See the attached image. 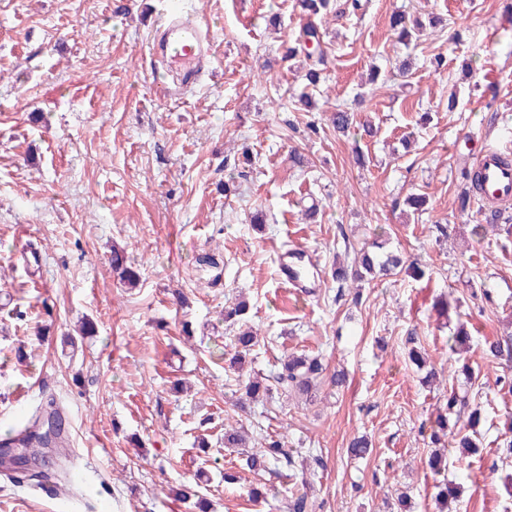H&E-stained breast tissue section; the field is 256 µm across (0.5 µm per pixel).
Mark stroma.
<instances>
[{
	"label": "stroma",
	"instance_id": "35a3bbf8",
	"mask_svg": "<svg viewBox=\"0 0 512 512\" xmlns=\"http://www.w3.org/2000/svg\"><path fill=\"white\" fill-rule=\"evenodd\" d=\"M184 2L211 20L216 77L170 98L148 58L162 0H0V433L57 410L68 466L38 489L0 470V512H192L183 487L211 512H288L298 479L312 512H398L403 492L410 512H437L421 428L445 407L461 325L486 418L478 454L448 450L455 512H512L499 447L512 388L488 354L512 337V238L473 234L490 206L457 210L465 160L512 144V0L331 10L328 78L309 112L293 110L302 71L282 58L297 0ZM412 11L422 31L395 44L391 16ZM338 108L357 122L341 138ZM412 192L426 196L421 214ZM381 236L424 277L363 283L358 304L338 296L331 265ZM115 248L136 286L113 273ZM292 248L315 262L314 293L279 283ZM241 300L258 344L234 365L224 310ZM84 317L96 335L62 344ZM414 346L437 386L409 360ZM291 353L322 356L345 385H322L312 404L276 390L246 400L248 377L271 378ZM228 424L244 427L245 451L225 447ZM278 433L323 467L248 470L245 452ZM361 435L371 450L351 458Z\"/></svg>",
	"mask_w": 512,
	"mask_h": 512
}]
</instances>
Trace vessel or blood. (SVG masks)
<instances>
[{"label":"vessel or blood","mask_w":512,"mask_h":512,"mask_svg":"<svg viewBox=\"0 0 512 512\" xmlns=\"http://www.w3.org/2000/svg\"><path fill=\"white\" fill-rule=\"evenodd\" d=\"M166 20L152 42L155 71L172 75L166 93L185 92L212 71L215 40L206 15L166 8ZM483 198L500 204L512 202V148L491 146L476 159Z\"/></svg>","instance_id":"vessel-or-blood-1"}]
</instances>
